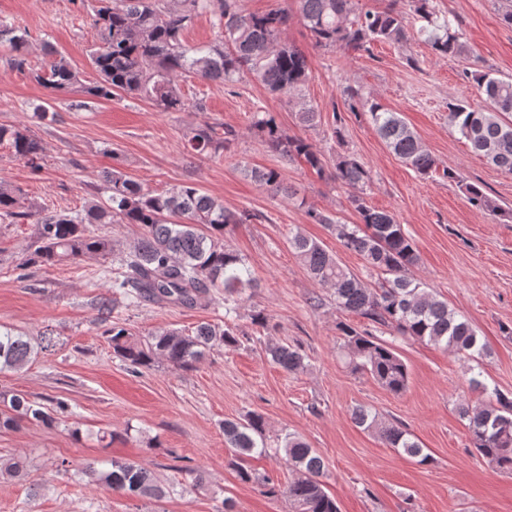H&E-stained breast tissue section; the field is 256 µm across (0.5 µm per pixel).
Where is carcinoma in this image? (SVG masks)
<instances>
[{
    "mask_svg": "<svg viewBox=\"0 0 512 512\" xmlns=\"http://www.w3.org/2000/svg\"><path fill=\"white\" fill-rule=\"evenodd\" d=\"M92 25L99 44L90 54L97 78L85 83L80 73L64 57H56L33 68L29 62L27 33L0 21V43L9 45L13 55L9 65L26 72L47 89L50 99L78 95L72 107L85 106V99L110 100L119 94L145 98L163 112H182L188 103L179 84L182 78H199L221 84L236 81L249 71L268 90L294 94L308 79L307 57L282 41L288 27V9L277 7L262 13L248 12L240 0H94ZM393 0L382 11L355 12L354 0H293L300 21L310 32L315 45L368 52L375 42L401 44L408 39L405 16ZM409 10L427 22L421 28L433 54L455 57L464 52L459 34L450 19L440 18L431 0H406ZM202 15H208L218 29L214 42L190 46L185 32ZM487 106L474 107L466 101L449 107V124L492 165L512 172V80L490 72L475 75ZM351 112L368 115L377 133L391 152L415 172L427 176L436 161L397 112L386 108L373 96L350 86L344 90ZM252 127L272 150L291 160L303 162L320 175L324 172L321 151L307 139L287 135L274 115L255 111ZM237 137V131L218 122L205 121L192 130L186 141L191 155H218ZM37 172L41 170L43 146L26 126H1L0 145ZM252 178L263 186L290 198L294 192L282 186L274 169L254 170ZM334 180L353 190L350 203L359 223L343 224L313 206L307 216L313 224H325L344 247L361 255L368 269L378 276L369 284L341 266L318 241L300 232L288 243L311 277L322 287L333 290L336 306L343 312L367 319L373 330L386 329L400 336L442 346L467 359L477 360L486 346L477 331L448 302L431 294L426 284L413 274L419 253L414 240L396 217L378 211L364 202L363 195L372 183L371 170L353 155L336 160ZM110 195L103 203H93L81 211H53L38 216L37 245L19 264L54 266L65 260L87 257L106 258L113 252L112 240L95 233V224H136L141 233L127 254L112 267V287L135 304H178L193 307L224 289V323H202L190 333L162 329L144 337L133 336L127 328L113 324L107 331L113 352L133 371L152 367L164 360L178 370L188 371L215 346L234 348L239 343L236 327L230 322L237 313L238 296L252 285L253 277L244 258L226 243L227 228L247 224L257 215L232 212L224 201L202 192L194 185H181L160 192L144 189L116 167L101 172ZM468 202L495 216L501 208L483 188L474 183L460 184ZM32 217L24 210L20 188L0 181V221L20 224ZM339 350L347 364L367 373L394 395L406 391L409 370L387 340L373 330L358 331L349 324L339 325ZM40 343L31 336L0 327V372H18L38 356ZM273 363L289 373L306 367L305 355L292 345L266 346ZM470 384L488 394L479 406L462 403L461 418L468 421L470 442L492 468L512 472V396L492 390L477 377ZM26 418L50 426L55 414L42 404L14 394L0 408V428L14 426ZM354 422L379 434L386 445L420 465L431 462V454L407 430L383 423L378 415L363 406L352 411ZM224 439L239 480L253 479L247 461L267 454L263 415L249 412L238 420L223 423ZM276 450L293 473L281 487L270 478L265 486L271 494L288 499L293 512H340L336 499L325 490L322 477L325 463L316 449L297 434H287ZM28 461L22 457L0 458V479L23 480L28 476ZM82 473L97 487L126 492L138 497L161 500L170 490L158 484L141 464L124 459H108L97 468L88 465Z\"/></svg>",
    "mask_w": 512,
    "mask_h": 512,
    "instance_id": "carcinoma-1",
    "label": "carcinoma"
}]
</instances>
